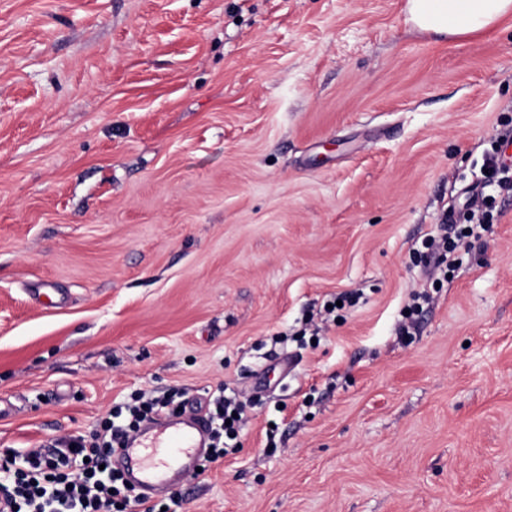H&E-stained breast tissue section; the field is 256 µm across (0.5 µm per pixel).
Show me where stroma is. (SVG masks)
<instances>
[{
	"label": "stroma",
	"instance_id": "obj_1",
	"mask_svg": "<svg viewBox=\"0 0 512 512\" xmlns=\"http://www.w3.org/2000/svg\"><path fill=\"white\" fill-rule=\"evenodd\" d=\"M404 8L0 0V452L231 397L237 448L166 512H512V191L482 174L512 164V18ZM471 190L492 218L429 287ZM512 14V0H407L405 15L412 27L458 37L494 29ZM488 170V173H485ZM508 167L500 163L499 158L492 154L486 157L483 164V175L486 185L501 184L507 182L510 179ZM438 236H429L423 241L424 249L423 264L429 268V278L433 283L438 280L437 275L446 277L448 270L454 266V252L457 249L459 234L463 230H457L454 237L448 235V224H440ZM430 300V295L426 289L423 291L415 292L412 295V304L407 307L406 310H409V313H406V310L403 312L402 319L397 327V334L401 337L412 336L411 329L415 326V319L413 318L414 311L421 307L422 302H428Z\"/></svg>",
	"mask_w": 512,
	"mask_h": 512
}]
</instances>
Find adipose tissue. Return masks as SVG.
Segmentation results:
<instances>
[{
    "instance_id": "1",
    "label": "adipose tissue",
    "mask_w": 512,
    "mask_h": 512,
    "mask_svg": "<svg viewBox=\"0 0 512 512\" xmlns=\"http://www.w3.org/2000/svg\"><path fill=\"white\" fill-rule=\"evenodd\" d=\"M512 14V0H407L405 15L412 27L465 36L492 30Z\"/></svg>"
}]
</instances>
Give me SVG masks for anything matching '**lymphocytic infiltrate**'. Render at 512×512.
Instances as JSON below:
<instances>
[{"label":"lymphocytic infiltrate","mask_w":512,"mask_h":512,"mask_svg":"<svg viewBox=\"0 0 512 512\" xmlns=\"http://www.w3.org/2000/svg\"><path fill=\"white\" fill-rule=\"evenodd\" d=\"M169 404V398L143 394L127 407L124 425L110 421L100 432L0 457V504L5 512H156L107 461L118 450V433L135 431Z\"/></svg>","instance_id":"f902f5d3"}]
</instances>
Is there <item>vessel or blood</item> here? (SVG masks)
Returning <instances> with one entry per match:
<instances>
[{
	"mask_svg": "<svg viewBox=\"0 0 512 512\" xmlns=\"http://www.w3.org/2000/svg\"><path fill=\"white\" fill-rule=\"evenodd\" d=\"M207 440L206 416L188 412L143 426L125 439L118 459L124 473L148 497L192 472Z\"/></svg>",
	"mask_w": 512,
	"mask_h": 512,
	"instance_id": "vessel-or-blood-1",
	"label": "vessel or blood"
}]
</instances>
